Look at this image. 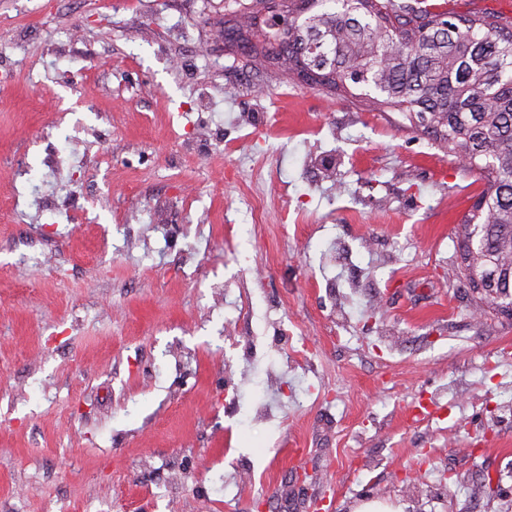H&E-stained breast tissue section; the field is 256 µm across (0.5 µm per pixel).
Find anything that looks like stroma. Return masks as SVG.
I'll return each instance as SVG.
<instances>
[{
    "instance_id": "obj_1",
    "label": "stroma",
    "mask_w": 512,
    "mask_h": 512,
    "mask_svg": "<svg viewBox=\"0 0 512 512\" xmlns=\"http://www.w3.org/2000/svg\"><path fill=\"white\" fill-rule=\"evenodd\" d=\"M223 30L0 0V512H512L484 180Z\"/></svg>"
}]
</instances>
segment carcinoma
Listing matches in <instances>:
<instances>
[{
	"label": "carcinoma",
	"mask_w": 512,
	"mask_h": 512,
	"mask_svg": "<svg viewBox=\"0 0 512 512\" xmlns=\"http://www.w3.org/2000/svg\"><path fill=\"white\" fill-rule=\"evenodd\" d=\"M233 0L229 46L314 90L400 112L486 188L457 227L460 274L512 315V16L460 14L429 0H285L288 51L259 42L257 6Z\"/></svg>",
	"instance_id": "carcinoma-1"
}]
</instances>
